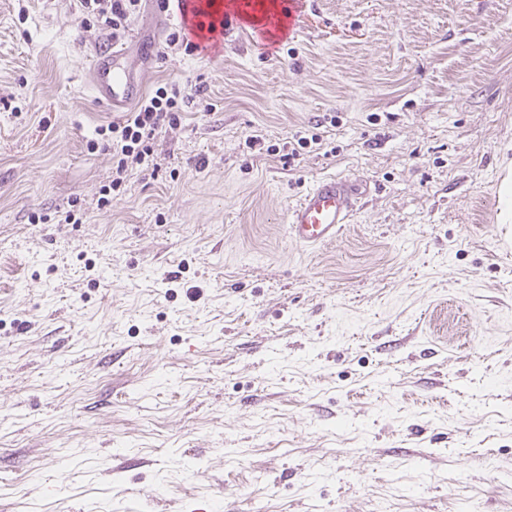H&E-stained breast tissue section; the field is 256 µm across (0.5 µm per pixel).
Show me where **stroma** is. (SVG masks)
I'll return each instance as SVG.
<instances>
[{
	"label": "stroma",
	"instance_id": "obj_1",
	"mask_svg": "<svg viewBox=\"0 0 512 512\" xmlns=\"http://www.w3.org/2000/svg\"><path fill=\"white\" fill-rule=\"evenodd\" d=\"M111 45L77 0H0V512H512V0L165 49L147 90L197 95L106 212ZM327 175L369 191L296 248ZM361 195L360 186L346 177L318 179L287 209L288 241L300 247L336 241L347 224H352Z\"/></svg>",
	"mask_w": 512,
	"mask_h": 512
}]
</instances>
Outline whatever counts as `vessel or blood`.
<instances>
[{
	"label": "vessel or blood",
	"mask_w": 512,
	"mask_h": 512,
	"mask_svg": "<svg viewBox=\"0 0 512 512\" xmlns=\"http://www.w3.org/2000/svg\"><path fill=\"white\" fill-rule=\"evenodd\" d=\"M179 13L160 7L151 30H134L127 43L113 45L105 52L95 53L86 67V80L96 103L112 112H126L145 95L144 75L138 74L131 52L151 56L160 49L166 28L180 20L188 35L211 46L224 43V28L240 23L241 0H232L224 17L215 18L207 11L204 0H182ZM305 0H278L276 14L261 25L270 41L290 36ZM362 191L352 180L325 176L315 181L291 205L285 217V234L290 243L300 247H318L334 242L350 224L357 211Z\"/></svg>",
	"instance_id": "obj_1"
}]
</instances>
